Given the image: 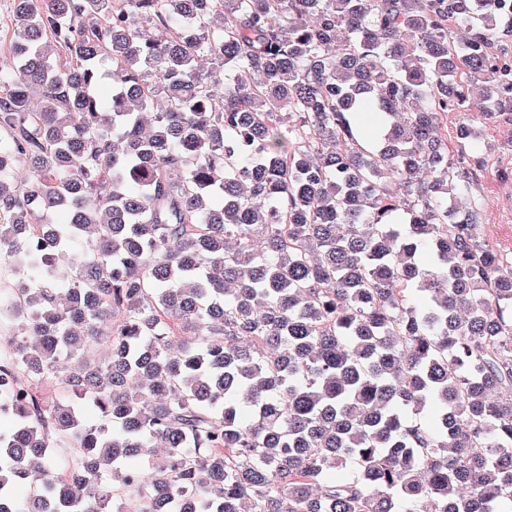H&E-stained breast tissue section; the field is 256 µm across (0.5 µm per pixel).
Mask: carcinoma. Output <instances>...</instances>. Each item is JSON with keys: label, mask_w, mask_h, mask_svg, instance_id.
<instances>
[{"label": "carcinoma", "mask_w": 512, "mask_h": 512, "mask_svg": "<svg viewBox=\"0 0 512 512\" xmlns=\"http://www.w3.org/2000/svg\"><path fill=\"white\" fill-rule=\"evenodd\" d=\"M13 2L0 512H512V0ZM475 124L483 140L496 149L485 155L475 189L482 210L481 240L512 257V181L500 177L502 170L512 169V122L476 120Z\"/></svg>", "instance_id": "carcinoma-1"}]
</instances>
